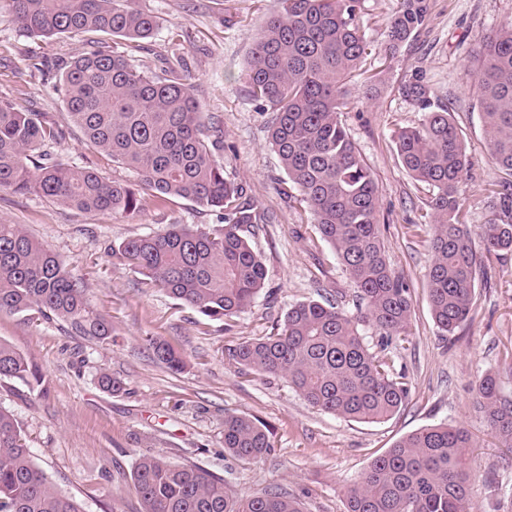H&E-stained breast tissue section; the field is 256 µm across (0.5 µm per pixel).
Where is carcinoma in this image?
I'll list each match as a JSON object with an SVG mask.
<instances>
[{
    "mask_svg": "<svg viewBox=\"0 0 512 512\" xmlns=\"http://www.w3.org/2000/svg\"><path fill=\"white\" fill-rule=\"evenodd\" d=\"M20 30L38 38L91 35L89 48L63 67L60 81L73 125L112 162L133 172L159 204L188 200L217 212L207 227L172 224L121 242L112 256L169 297L211 320L250 309L266 270L250 237L262 220L244 188L224 177V140L210 134L190 86L171 69L144 70L99 48L105 38L145 40L154 17L129 0H3ZM362 0H281L253 39L244 82L268 107L270 144L336 253L358 294L357 314L317 300L291 305L281 324L231 350L236 364L281 377L319 411L355 422H380L400 412L405 376H390L394 360L370 351L364 327L383 339L409 335L411 288L390 266L378 220V188L341 120L348 86L370 55L358 15ZM427 0H401L386 26L385 58L394 59L425 25ZM475 89L484 135L500 175L495 204L480 225L488 252L512 251V25L487 35L476 53ZM422 113L395 135L402 165L431 192L424 215L433 262L428 302L442 335L475 316L480 271L458 187L469 174L461 130L432 100L422 71L401 87ZM66 132L43 113L0 99V191L38 194L83 211L132 212L141 200L126 183L64 161L55 149ZM36 313L69 323L81 336L106 338L112 324L89 307L88 288L50 249L19 224H0V311ZM154 358L174 373L183 355L168 341L149 340ZM43 382L25 356L0 341V380ZM475 407L494 436L512 448V399L499 374L476 382ZM461 426L411 432L376 457L346 489V512H473L469 449ZM274 447L255 418L224 414V449L252 461ZM142 512H301L293 498L264 491L233 498L224 481L198 466L144 454L132 472ZM0 512H81L59 494L34 462L27 435L0 408Z\"/></svg>",
    "mask_w": 512,
    "mask_h": 512,
    "instance_id": "1",
    "label": "carcinoma"
}]
</instances>
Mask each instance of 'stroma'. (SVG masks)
Returning <instances> with one entry per match:
<instances>
[{
	"label": "stroma",
	"mask_w": 512,
	"mask_h": 512,
	"mask_svg": "<svg viewBox=\"0 0 512 512\" xmlns=\"http://www.w3.org/2000/svg\"><path fill=\"white\" fill-rule=\"evenodd\" d=\"M420 35L384 66L382 47L389 17L400 0H363L359 22L372 43L369 69L384 81L372 99L362 95L364 77L351 85L341 119L370 166L379 195L378 218L392 268L412 288L408 336L393 340L390 355L405 371L410 393L399 414L381 423L348 421L308 405L280 377L258 376L232 360L237 343L266 335L290 305L330 300L353 311L356 292L319 237L309 214L289 201L293 187L269 143L270 114L256 107L241 74L253 37L275 13L278 0H131L153 15L148 40H107V50L125 53L153 71L181 59L200 112L224 139V174L243 184L266 218L252 240L266 269V286L246 313L229 322L206 320L180 305L113 258L112 246L169 224H212L216 215L178 198L156 205L143 196L139 211L83 212L35 194L0 192V224H19L56 253L89 288L94 313L112 323L109 338L76 335L58 319L0 312V341L36 364V386L0 382V407L11 411L31 440L36 464L59 492L82 512H142L132 470L141 455L197 465L223 479L238 496L265 490L299 499L304 512H346L345 490L371 461L404 435L440 423L465 427L473 450V512H512V449L500 447L474 406L475 382L499 373L512 398V374L503 371L512 347V251L477 249L482 270L474 320L455 335H440L431 315L426 274L433 260L430 237L418 222L429 194L398 157L394 134L417 125L421 114L399 88L423 70L435 101L448 107L462 131L470 163L460 188L471 232L489 217V189L498 178L483 133L475 93L473 57L480 41L512 22V0H429ZM86 47L82 36L44 41L24 34L0 10V97L45 113L66 125L70 118L58 81L26 76L30 57L62 64ZM58 152L67 161L89 163L105 177L133 181L132 173L86 145L73 132ZM168 340L188 367L171 373L158 363L149 339ZM119 377L125 390L110 394L99 372ZM258 419L272 434L271 452L244 463L224 450V414Z\"/></svg>",
	"instance_id": "35a3bbf8"
}]
</instances>
